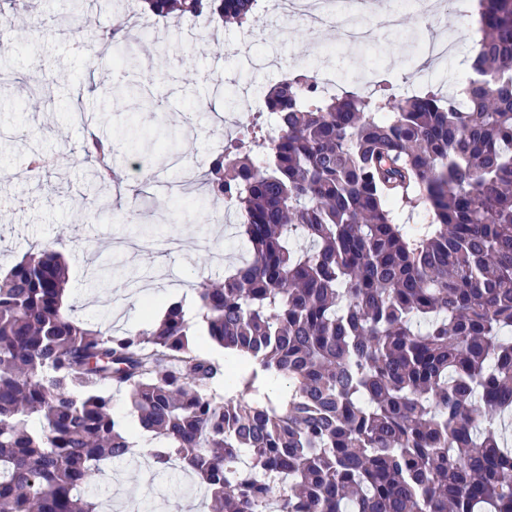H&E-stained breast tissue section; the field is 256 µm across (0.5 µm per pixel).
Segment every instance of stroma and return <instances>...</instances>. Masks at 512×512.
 <instances>
[{
  "label": "stroma",
  "mask_w": 512,
  "mask_h": 512,
  "mask_svg": "<svg viewBox=\"0 0 512 512\" xmlns=\"http://www.w3.org/2000/svg\"><path fill=\"white\" fill-rule=\"evenodd\" d=\"M26 2L27 11L0 16L7 29L0 74L11 78L0 88V199L16 202L0 217V276L32 246L53 244L69 266L73 317L119 333L144 328L146 301L179 296L194 304L198 282L223 277L225 265L246 254L223 201L187 180L207 170L220 138L236 137L235 124L222 116L255 111L229 93L325 64L352 84L365 67L394 85L419 66L427 35L452 37L464 54L474 38L457 7L443 10L427 30L413 20L388 28L384 16L393 0H374L361 43L270 10L247 28L202 32L172 18L145 32L126 0H93L87 23L71 24L61 39L49 30L69 0ZM105 31L112 42L101 40ZM261 55L276 58L277 69L258 73ZM133 82L150 89L152 111H139L132 98L104 95L107 86ZM80 110L89 111L93 131L111 138L122 185L96 182L81 162L85 127L73 119ZM158 129L176 130L175 154L163 155L152 140ZM32 148L54 160L38 177L21 172ZM93 489L115 512H207L209 498L182 471L160 474L146 450L103 466Z\"/></svg>",
  "instance_id": "obj_1"
}]
</instances>
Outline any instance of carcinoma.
I'll return each instance as SVG.
<instances>
[{
  "mask_svg": "<svg viewBox=\"0 0 512 512\" xmlns=\"http://www.w3.org/2000/svg\"><path fill=\"white\" fill-rule=\"evenodd\" d=\"M151 15L243 28L258 0H140ZM465 102L325 95L315 73L266 95L277 134L233 138L205 174L249 258L149 329L76 320L48 246L0 280V512H101V466L135 457L104 389H127L210 512H512V0H477ZM83 159L115 175L112 143ZM431 216L419 238L394 208ZM215 344L288 378L249 397ZM241 387L215 393L219 380Z\"/></svg>",
  "mask_w": 512,
  "mask_h": 512,
  "instance_id": "obj_1",
  "label": "carcinoma"
}]
</instances>
